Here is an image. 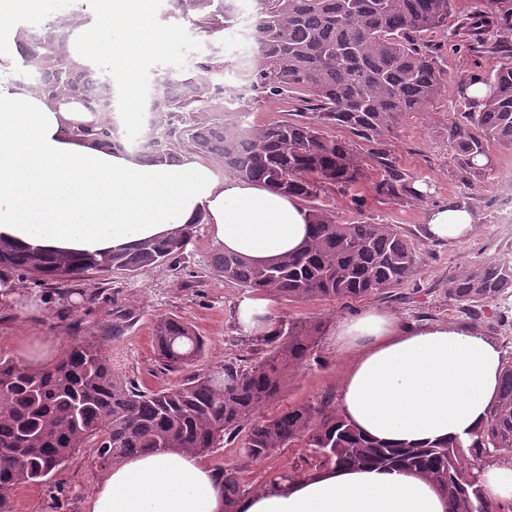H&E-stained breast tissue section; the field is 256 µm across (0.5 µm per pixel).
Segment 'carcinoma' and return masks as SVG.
I'll return each instance as SVG.
<instances>
[{
  "label": "carcinoma",
  "instance_id": "cac0c4a2",
  "mask_svg": "<svg viewBox=\"0 0 512 512\" xmlns=\"http://www.w3.org/2000/svg\"><path fill=\"white\" fill-rule=\"evenodd\" d=\"M493 8L469 22L470 49L500 53L499 67L479 79L482 98L460 87V117L448 120V145L467 186L496 173V150L512 152V10ZM255 35L261 56L248 94L228 100L215 76L223 58L205 56L188 73L168 80L170 92L151 104L155 141L135 157L171 163L185 154L205 158L234 177L263 182L311 203L312 234L295 255L255 265L219 249L212 266L224 280L254 294L288 302L358 299L407 282L420 262L417 248L396 224L347 223L313 204L326 186L361 181L364 168L351 142L328 133L336 126L363 139H379L423 113L448 84L432 34L450 27L454 0H256ZM171 15L211 37L232 18L227 0H170ZM91 21L82 10L36 21L15 31L21 67L37 74L24 90L65 103L75 97L96 107L72 136L125 150L117 137L112 85L98 67L72 59L68 43ZM291 100L288 118L249 121L256 104ZM387 179L379 191H408L404 174L378 157ZM195 225L140 243L133 249L79 256L31 250L0 240V277L26 275L39 284L67 276H104L114 270L141 274L179 259ZM512 288V261L495 259L460 268L448 280V297L482 319L485 307ZM326 330L321 320L278 318L270 335L251 334L263 352L244 366L193 372L173 386L150 389L112 371L99 348L77 343L55 364L32 369L0 358V512H12L17 489L47 483L80 449H95L104 468L147 451L205 455L234 443L251 460L296 444L312 449L306 474L330 466H370L416 471L448 499L449 512H512V504L487 498L476 463L495 458L512 464V360L502 364L500 389L485 424L468 448L450 439L398 447L370 440L327 405H297L259 415L310 358ZM206 342L187 321H156L154 351L163 368L179 371L201 358ZM224 512H236L238 472L221 469Z\"/></svg>",
  "mask_w": 512,
  "mask_h": 512
}]
</instances>
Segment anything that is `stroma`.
<instances>
[{
    "mask_svg": "<svg viewBox=\"0 0 512 512\" xmlns=\"http://www.w3.org/2000/svg\"><path fill=\"white\" fill-rule=\"evenodd\" d=\"M148 2L152 25L162 34L175 36L176 45L172 51L140 57L139 83L192 68L198 55L211 46L226 62L224 86L238 87L236 62L247 50L246 34L255 28V6L236 14L224 31L206 41L188 20L169 15V0ZM436 41L439 61L448 72V83L441 94L427 104L424 115L408 120L379 141L354 138L348 130L334 128L333 136L351 139L366 179L351 187L325 189L318 199L319 206L336 212L345 221L399 225L420 252L419 268L407 282L360 299L303 303L273 300L279 316L300 321L320 319L327 328L310 362L289 374L280 397L263 408V415L303 404L338 407L350 356L337 349L334 332L341 320L370 310L393 315L411 328L456 325L472 329L495 344L503 359L512 358V329L474 319L448 297V280L461 267L512 255V249L495 245L487 233L489 222L499 216L500 195L505 188H512V153H496L495 179L473 192L479 222L471 236L433 241L422 231L429 210L456 201L464 190L450 162L448 147V120L460 109L459 84L496 69L500 57L473 53L464 37L449 32L438 34ZM379 151L407 174L411 193L388 196L378 192V185L386 178L376 161ZM216 248L209 225L200 224L179 263L141 275L115 270L100 280L83 277L48 285L11 276L4 283L5 293L0 294V357L37 368L41 362L34 353L36 343H49L54 361L75 343H90L104 351L120 376L150 388L169 386L180 381L182 374L160 368L153 348V328L159 317L176 316L189 322L206 341L200 368L214 369L228 360L243 365L258 360L259 350L239 330L236 318L237 308L247 294L213 271L211 258ZM116 303L133 313L132 321L118 336L112 333V306ZM307 454V449L295 446L281 449L270 458L251 461L227 445L203 455L202 460L214 470H238L241 492L249 495L269 487L276 472L302 470ZM105 475L95 461L94 449H81L53 475L50 484L17 490L14 512H85L88 498Z\"/></svg>",
    "mask_w": 512,
    "mask_h": 512,
    "instance_id": "35a3bbf8",
    "label": "stroma"
}]
</instances>
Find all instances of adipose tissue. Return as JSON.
Returning a JSON list of instances; mask_svg holds the SVG:
<instances>
[{
    "label": "adipose tissue",
    "instance_id": "adipose-tissue-1",
    "mask_svg": "<svg viewBox=\"0 0 512 512\" xmlns=\"http://www.w3.org/2000/svg\"><path fill=\"white\" fill-rule=\"evenodd\" d=\"M156 39L144 0H112L71 51L78 62L111 67L126 98L138 78L134 53L168 51ZM80 112L53 111L42 99L0 87V238L22 248L79 255L132 249L204 220L225 251L255 264L298 252L312 227L299 200L267 184L219 179L196 157L156 165L103 146L75 142ZM430 238L467 237L476 225L448 204L425 217ZM335 344L352 359L340 414L367 437L423 446L470 442L498 393L501 352L456 326L405 328L370 310L339 322ZM237 512H448L424 476L403 470L332 467L242 498ZM86 512H224V482L197 456L148 452L115 465Z\"/></svg>",
    "mask_w": 512,
    "mask_h": 512
}]
</instances>
